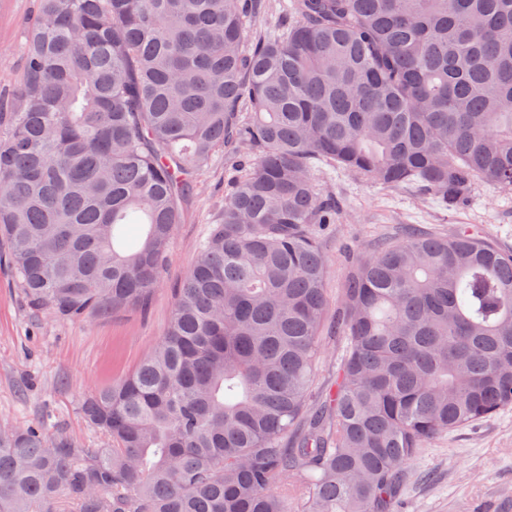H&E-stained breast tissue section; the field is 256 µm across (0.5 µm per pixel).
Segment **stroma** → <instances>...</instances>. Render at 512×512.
Here are the masks:
<instances>
[{
  "label": "stroma",
  "mask_w": 512,
  "mask_h": 512,
  "mask_svg": "<svg viewBox=\"0 0 512 512\" xmlns=\"http://www.w3.org/2000/svg\"><path fill=\"white\" fill-rule=\"evenodd\" d=\"M39 0H0V104L9 105L24 68L26 21ZM238 159L216 152L184 202L161 285L144 308L63 320L33 308L11 269L0 262V427L37 424L84 448L109 442L79 413L96 389L125 379L163 336L174 290L196 261ZM316 181L336 203V221L320 233L327 262L326 292L338 302L359 261L409 225L453 233L459 226L512 248V192L475 186L456 208L445 209L414 187H384L348 172L320 167ZM397 512H512V408L441 435L407 467Z\"/></svg>",
  "instance_id": "obj_1"
}]
</instances>
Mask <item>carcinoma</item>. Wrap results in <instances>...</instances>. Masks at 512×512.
I'll list each match as a JSON object with an SVG mask.
<instances>
[{
    "label": "carcinoma",
    "mask_w": 512,
    "mask_h": 512,
    "mask_svg": "<svg viewBox=\"0 0 512 512\" xmlns=\"http://www.w3.org/2000/svg\"><path fill=\"white\" fill-rule=\"evenodd\" d=\"M41 0L0 111V243L36 309L146 306L217 148L248 150L169 325L89 395L110 448L0 430V512H395L439 435L512 408V250L465 229L362 260L308 407L338 167L442 207L512 190V0ZM249 111H242V107ZM283 0H265V10L257 15L249 14L247 25L253 33H263L272 30L278 22ZM341 355V346L336 335L325 332L323 350L318 365L317 375L312 388V405L318 407L325 399L326 393L336 379V364Z\"/></svg>",
    "instance_id": "cac0c4a2"
}]
</instances>
